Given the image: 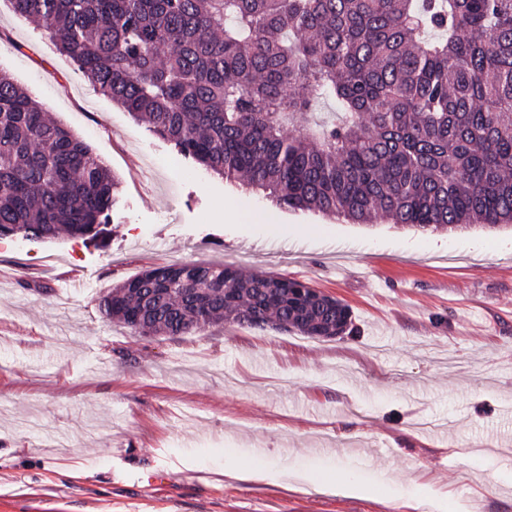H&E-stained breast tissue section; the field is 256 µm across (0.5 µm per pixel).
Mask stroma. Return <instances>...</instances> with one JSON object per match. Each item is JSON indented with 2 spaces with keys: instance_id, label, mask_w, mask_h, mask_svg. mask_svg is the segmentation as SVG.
I'll list each match as a JSON object with an SVG mask.
<instances>
[{
  "instance_id": "1",
  "label": "stroma",
  "mask_w": 512,
  "mask_h": 512,
  "mask_svg": "<svg viewBox=\"0 0 512 512\" xmlns=\"http://www.w3.org/2000/svg\"><path fill=\"white\" fill-rule=\"evenodd\" d=\"M0 71L120 180L105 243L0 239V512H411L428 487L512 512L511 225L278 208L113 105L4 0ZM173 262L309 282L353 330L143 336L102 314L113 286ZM256 461L280 479L237 477ZM290 469L372 492L323 495Z\"/></svg>"
}]
</instances>
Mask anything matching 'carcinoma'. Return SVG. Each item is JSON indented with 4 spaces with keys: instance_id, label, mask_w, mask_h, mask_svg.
<instances>
[{
    "instance_id": "obj_1",
    "label": "carcinoma",
    "mask_w": 512,
    "mask_h": 512,
    "mask_svg": "<svg viewBox=\"0 0 512 512\" xmlns=\"http://www.w3.org/2000/svg\"><path fill=\"white\" fill-rule=\"evenodd\" d=\"M7 2L113 104L283 209L512 224V0ZM324 101L336 112L319 119ZM119 186L0 72V237L95 238ZM100 309L148 336L351 331L341 300L227 264L148 268Z\"/></svg>"
}]
</instances>
